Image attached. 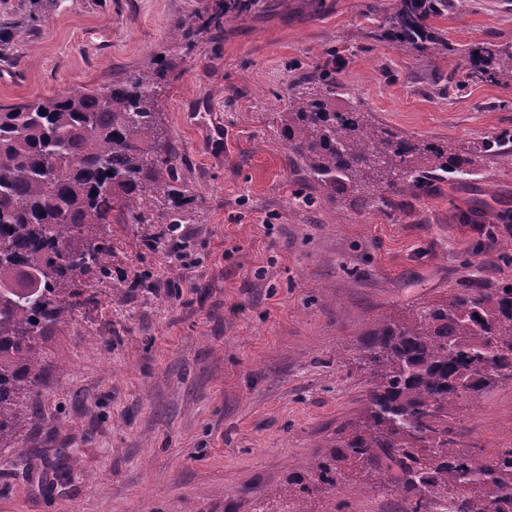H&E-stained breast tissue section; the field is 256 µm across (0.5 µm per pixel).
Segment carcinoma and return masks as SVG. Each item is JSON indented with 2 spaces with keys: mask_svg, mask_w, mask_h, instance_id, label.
<instances>
[{
  "mask_svg": "<svg viewBox=\"0 0 512 512\" xmlns=\"http://www.w3.org/2000/svg\"><path fill=\"white\" fill-rule=\"evenodd\" d=\"M448 0H396L371 38L410 52L449 49L428 20ZM18 27H0V58ZM471 75L497 83L512 78V49L497 44L467 55ZM174 61L156 56L142 68L112 75L95 89H72L14 106L0 105V284L36 293H0V448H12L37 385L40 341L51 325L92 300L80 285L112 277L108 228L114 215L139 224L167 210L162 240L175 241L191 196L178 153L160 119L157 89ZM335 67L294 83L279 113L295 162L334 203L353 207L393 193L434 191V182L475 173L478 159L498 154L501 141L452 150L420 142L368 119L353 106L336 108ZM359 367L366 394L356 417L293 473L273 495L300 505L333 491L353 474L415 500L413 512L454 501L453 512H512V448L489 460L462 448L450 414L505 378L512 379V286L462 288L448 300L374 322Z\"/></svg>",
  "mask_w": 512,
  "mask_h": 512,
  "instance_id": "1",
  "label": "carcinoma"
}]
</instances>
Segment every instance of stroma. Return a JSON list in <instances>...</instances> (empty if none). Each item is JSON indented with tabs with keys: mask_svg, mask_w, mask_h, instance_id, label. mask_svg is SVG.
I'll return each instance as SVG.
<instances>
[{
	"mask_svg": "<svg viewBox=\"0 0 512 512\" xmlns=\"http://www.w3.org/2000/svg\"><path fill=\"white\" fill-rule=\"evenodd\" d=\"M395 0H57L0 62V105L110 84L177 57L160 118L195 196L179 245L159 224L110 227L112 276L52 326L39 385L0 448V512H285L272 498L358 412L355 360L376 320L476 283L512 284V154L469 180L389 205L343 208L304 180L277 123L299 77L334 58L342 100L423 142L461 148L512 131V81L467 79L462 60L512 45V0H452L432 25L450 49L401 52L368 38ZM208 25L181 44L174 22ZM149 273L124 302L114 284ZM452 416L484 456L512 446V382ZM68 472L57 478L58 469ZM248 488L247 500L238 489ZM310 512H411L352 480Z\"/></svg>",
	"mask_w": 512,
	"mask_h": 512,
	"instance_id": "stroma-1",
	"label": "stroma"
}]
</instances>
